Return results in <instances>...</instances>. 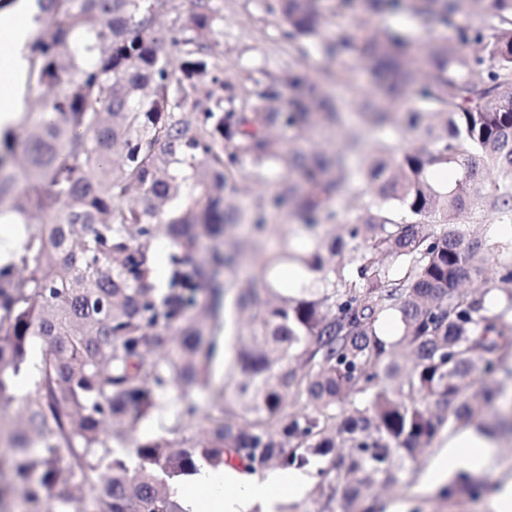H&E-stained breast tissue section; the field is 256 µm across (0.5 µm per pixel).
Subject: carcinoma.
Listing matches in <instances>:
<instances>
[{
    "instance_id": "obj_1",
    "label": "carcinoma",
    "mask_w": 512,
    "mask_h": 512,
    "mask_svg": "<svg viewBox=\"0 0 512 512\" xmlns=\"http://www.w3.org/2000/svg\"><path fill=\"white\" fill-rule=\"evenodd\" d=\"M34 2L31 74L52 97L25 117L23 142L0 136V218L25 225L0 265V411L19 403L18 420L0 418V445L9 448L0 454L8 476L0 512H10L18 488L23 512H186L173 483L201 461L301 469L314 456L329 461L319 487L325 505L341 494L354 508L370 485L397 481L449 417L495 403L499 363L512 357L503 322L512 265L499 277L505 308L493 313L486 293L465 288L481 274L488 244L454 219L512 221V0H415L416 13L456 32L430 43L422 74L401 38L325 35L320 0H273L269 10L288 21L289 38L318 37L329 57L369 61L385 79L384 97L406 104L404 126L417 144L376 151L365 170L373 200L349 240H317L300 256L322 287L276 293L268 270L291 256L286 238L239 286L232 308L247 316L248 336L238 338L229 382L219 385L228 278L243 262L234 232L244 219V162L279 161L302 178L258 203L257 230L283 197L315 227L335 221L333 203L351 190L357 138L330 155L285 151L276 131L342 128L344 112L308 73H288L302 91L286 104L275 79L243 94L221 81L210 52L220 33L213 0H190L188 21L171 20L176 65L157 36L173 0ZM485 3L497 24L456 23ZM201 95L195 120L176 112ZM252 95L262 103H249ZM363 108L377 128L392 122L386 110ZM486 163L497 180L484 179ZM442 165L458 171L446 189L428 178ZM391 201L415 220L400 221ZM160 238L172 247L163 282L153 248ZM390 310L402 323L396 342L377 330ZM35 343L42 355L33 365ZM400 344L411 351L408 365L396 361ZM479 361L491 385L465 399ZM21 376L25 396L16 390ZM197 387L210 391L218 414L188 405L180 439L133 442V466L115 456L141 421L165 410L169 391L187 397ZM366 391L368 406H343L346 395ZM287 399L309 411L287 412ZM340 443L352 452L336 451Z\"/></svg>"
}]
</instances>
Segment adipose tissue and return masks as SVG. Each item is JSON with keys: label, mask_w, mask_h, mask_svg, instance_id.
<instances>
[{"label": "adipose tissue", "mask_w": 512, "mask_h": 512, "mask_svg": "<svg viewBox=\"0 0 512 512\" xmlns=\"http://www.w3.org/2000/svg\"><path fill=\"white\" fill-rule=\"evenodd\" d=\"M30 14L23 4L0 12V133L18 120L19 101L29 73ZM493 457V443L484 436L463 433L449 439L427 470L426 488L443 486L456 474L476 475ZM307 476L288 469L259 473L200 466L175 486L186 512H278L284 501L302 496Z\"/></svg>", "instance_id": "adipose-tissue-1"}]
</instances>
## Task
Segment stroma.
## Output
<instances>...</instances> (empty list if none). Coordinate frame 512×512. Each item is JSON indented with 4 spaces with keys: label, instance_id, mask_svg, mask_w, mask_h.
<instances>
[{
    "label": "stroma",
    "instance_id": "obj_1",
    "mask_svg": "<svg viewBox=\"0 0 512 512\" xmlns=\"http://www.w3.org/2000/svg\"><path fill=\"white\" fill-rule=\"evenodd\" d=\"M215 6L220 15V33L215 38L212 53L220 64L221 80L251 89L256 83L280 79V99L285 102L295 94L294 88L286 82L289 72L303 70L315 77L327 72L334 74L335 80L328 85L327 91L344 101L348 125L361 133L360 149L353 156L357 168L365 167L379 144H387L397 152L409 145L410 138L400 124L379 130L360 118L359 100L378 98L379 93L371 65L358 54L334 59L315 50L309 40H289L286 36L289 29L287 21L280 14L269 12L266 0H215ZM323 9L332 32H340L357 40L364 36L362 17H369L375 29L408 41L410 57L420 68L426 65L429 43L451 35L450 30L404 8H387L368 16L364 13L362 0H352L350 5L341 9L337 8L336 0H323ZM370 197L366 180H359L350 194L336 202L335 207L339 212L336 223L318 227L312 233L302 228L290 204L267 209L266 223L279 228L278 233L271 235L267 241V253L277 251L280 238L284 235L288 236L294 251L299 253L305 251L311 236L328 239L344 235L345 225L354 223L362 205ZM477 230L489 245L483 263L485 281L481 288L487 293V306L497 312L504 307L498 290L500 267L512 262V223L502 224L491 218L478 225ZM495 416V408L485 407L474 414L471 422L449 419L429 446L422 449L418 464L409 465L399 483L366 491L365 505L371 506L373 512H393L394 507L399 505L405 506L407 512H492L491 493L504 479L512 478V435L497 437L495 463L478 476L484 486L479 496L449 500L441 497L439 492L422 490L421 481L432 459L445 448L450 437L467 430L485 433ZM325 467V458H312L305 469L313 479L312 485L303 497L290 500L282 512H345L347 505L343 499H336L327 507L318 495V487L324 481Z\"/></svg>",
    "mask_w": 512,
    "mask_h": 512
}]
</instances>
